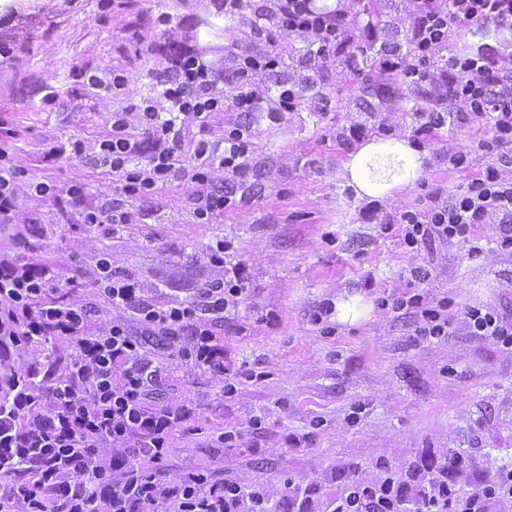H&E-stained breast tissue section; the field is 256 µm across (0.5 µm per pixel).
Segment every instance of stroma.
<instances>
[{"mask_svg":"<svg viewBox=\"0 0 512 512\" xmlns=\"http://www.w3.org/2000/svg\"><path fill=\"white\" fill-rule=\"evenodd\" d=\"M336 8L362 48H408L407 0H337ZM136 35L210 50L227 92L234 66L226 43L243 54L277 49L282 66L256 85L264 91L285 80L300 96L280 121L252 114V165L238 184L249 201L216 223H195L182 182L129 199L138 223L110 234L79 224L67 197L28 202L43 215L48 257L87 275L98 254H111L113 276L139 281L157 303L191 299L219 276L208 260L217 242L227 244L226 260L246 265L248 293L238 313L216 325L235 391L224 393L221 381L178 357L166 360L160 395L192 404L200 428L178 439L170 469L211 464L265 489L268 512H334L355 482L400 473L425 456L443 460L451 448L464 449L478 470L512 466V350L464 323L470 306L512 309V253L498 245L496 218L474 226L476 254L454 242L413 254L399 225L384 221L427 190L456 193L492 163L483 147L489 129H441L423 149L419 183L377 200V217L367 222L365 200L341 177L350 149L338 135L360 126L368 137H412L415 111L437 107L443 94L434 81L374 87L365 61L346 68L340 51L315 68L288 30L252 32L248 19L224 20L209 0H126L106 14L99 0H0V37L16 46L14 60L0 63V118L25 131L21 158L37 177L82 181L90 204L113 191L111 173L93 158L111 113L166 78L158 59L136 53ZM77 66L99 75L125 69V95L74 82ZM75 140L84 153L44 161L51 145ZM452 150L468 154L467 169H449ZM416 293L428 306L447 302L451 336H416V318L394 309ZM222 430L237 433L234 446L215 447Z\"/></svg>","mask_w":512,"mask_h":512,"instance_id":"stroma-1","label":"stroma"}]
</instances>
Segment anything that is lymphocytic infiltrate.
I'll return each instance as SVG.
<instances>
[{"mask_svg":"<svg viewBox=\"0 0 512 512\" xmlns=\"http://www.w3.org/2000/svg\"><path fill=\"white\" fill-rule=\"evenodd\" d=\"M410 51L384 50L383 73L418 84L438 68L448 90L445 110L417 113L418 144L431 143L444 126L485 124L499 165L485 167L451 197L440 189L418 207L400 211L405 245L414 251L438 242L470 243L474 225L499 216L508 232L502 249L512 251V57L477 49L448 55L454 26L512 30V0H409ZM216 13H252L254 31L283 28L303 42L312 62L329 58L336 45L352 44L346 14L315 7L313 0H212ZM171 77L154 97L133 110L113 112L112 130L95 154L112 174L114 200L83 206L86 186L70 182L66 195L80 205L79 223L107 230L136 223L128 197L156 194L187 182L196 223L210 224L238 201L218 186L215 174L243 178L251 165L249 128L228 123L220 140H199L194 163L183 155L190 127L207 130L218 112H268L272 119L294 111L293 88L277 84L260 94L257 75L275 71L280 55L262 51L234 55L232 95L219 90L220 73L200 51L156 47ZM20 130L0 120V512H266L262 489L216 477L212 468L171 472L174 441L193 432L189 404L160 402L166 374L143 336H162L180 360L216 378L224 376V342L216 322L237 312L248 292L247 268L224 258L223 245L209 253L219 277L194 298L170 304L146 299L138 282L112 275L111 254L98 255L91 286L116 317L99 320L87 302L69 296L80 277L43 254L41 212L27 209L28 196L53 197L54 183L19 161ZM395 309L418 316L416 335L442 338L455 326L443 308L425 306L421 295L397 300ZM131 317H124V310ZM465 325L512 348V317L489 307H468Z\"/></svg>","mask_w":512,"mask_h":512,"instance_id":"lymphocytic-infiltrate-1","label":"lymphocytic infiltrate"}]
</instances>
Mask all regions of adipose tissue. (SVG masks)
<instances>
[{"mask_svg":"<svg viewBox=\"0 0 512 512\" xmlns=\"http://www.w3.org/2000/svg\"><path fill=\"white\" fill-rule=\"evenodd\" d=\"M423 172L424 157L410 140L373 136L351 153L342 177L356 198L377 199L413 185Z\"/></svg>","mask_w":512,"mask_h":512,"instance_id":"adipose-tissue-1","label":"adipose tissue"}]
</instances>
